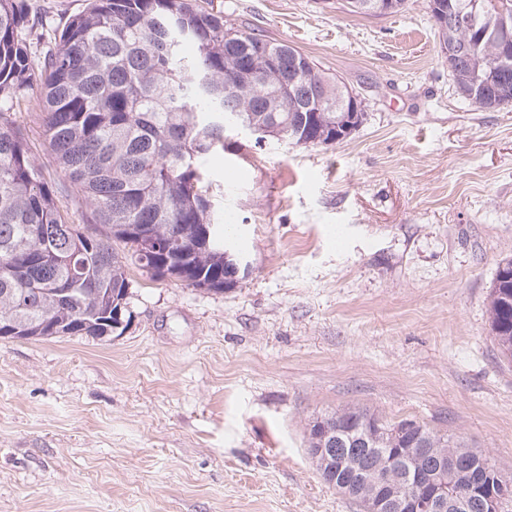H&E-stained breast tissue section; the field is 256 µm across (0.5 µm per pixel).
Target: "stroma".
<instances>
[{"label": "stroma", "instance_id": "35a3bbf8", "mask_svg": "<svg viewBox=\"0 0 512 512\" xmlns=\"http://www.w3.org/2000/svg\"><path fill=\"white\" fill-rule=\"evenodd\" d=\"M342 79L347 139L228 132L204 167L241 227L223 291L129 266L122 335L0 339V512H363L307 450L316 417L411 418L512 479V361L490 290L512 259V106L464 101L425 0H199ZM19 123L70 223L74 190Z\"/></svg>", "mask_w": 512, "mask_h": 512}]
</instances>
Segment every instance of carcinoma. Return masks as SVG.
<instances>
[{
    "instance_id": "cac0c4a2",
    "label": "carcinoma",
    "mask_w": 512,
    "mask_h": 512,
    "mask_svg": "<svg viewBox=\"0 0 512 512\" xmlns=\"http://www.w3.org/2000/svg\"><path fill=\"white\" fill-rule=\"evenodd\" d=\"M486 17L474 0H427V9L466 11L472 26L436 27L456 91L481 109L512 106V53L500 58L496 36L512 29V0ZM39 20L30 0H0V339L120 336L131 321L128 264L206 291L224 289V253L235 251L233 224L218 219L202 159L224 148V113L297 145H327L343 113L336 79L314 62L288 72L297 49L253 32L224 39V12L195 0H88L54 43L33 45ZM480 43L465 59L457 47ZM263 44L267 56L257 54ZM193 53H185L186 47ZM40 54V79L32 55ZM235 92L224 97V83ZM326 82L330 99L308 110L303 85ZM43 135L60 174L76 191L89 233L62 214L55 190L36 165L17 112L34 90ZM136 227L156 252L130 237ZM490 292L491 331L512 359V260ZM361 444L357 465L336 456L335 488L377 474L391 484L400 448L478 456L412 420L388 422L347 407L310 424L309 454L321 436Z\"/></svg>"
}]
</instances>
